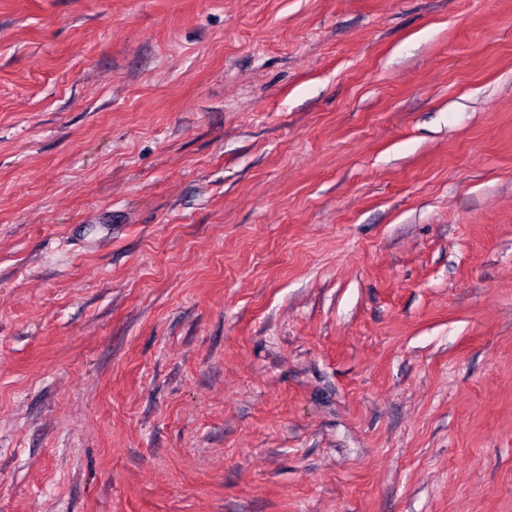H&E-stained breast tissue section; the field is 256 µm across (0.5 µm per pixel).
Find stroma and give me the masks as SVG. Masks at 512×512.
<instances>
[{
  "label": "stroma",
  "instance_id": "obj_1",
  "mask_svg": "<svg viewBox=\"0 0 512 512\" xmlns=\"http://www.w3.org/2000/svg\"><path fill=\"white\" fill-rule=\"evenodd\" d=\"M0 512H512V0H0Z\"/></svg>",
  "mask_w": 512,
  "mask_h": 512
}]
</instances>
